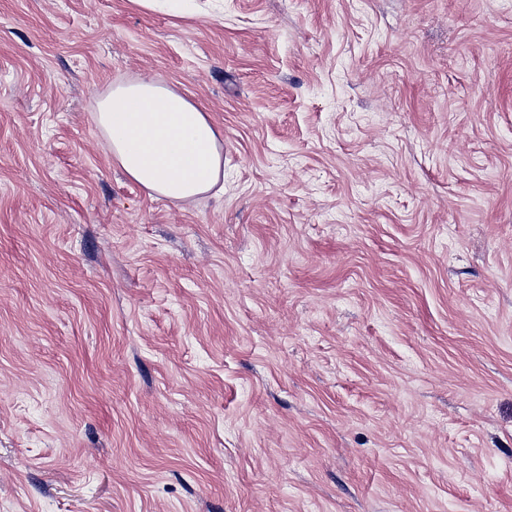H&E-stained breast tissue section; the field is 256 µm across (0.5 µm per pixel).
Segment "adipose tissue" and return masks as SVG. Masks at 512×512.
Segmentation results:
<instances>
[{
  "mask_svg": "<svg viewBox=\"0 0 512 512\" xmlns=\"http://www.w3.org/2000/svg\"><path fill=\"white\" fill-rule=\"evenodd\" d=\"M94 121L112 162L150 196L184 204L224 190V136L181 91L144 76L100 99Z\"/></svg>",
  "mask_w": 512,
  "mask_h": 512,
  "instance_id": "adipose-tissue-1",
  "label": "adipose tissue"
}]
</instances>
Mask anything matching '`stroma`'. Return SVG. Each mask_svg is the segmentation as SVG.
<instances>
[{
	"label": "stroma",
	"mask_w": 512,
	"mask_h": 512,
	"mask_svg": "<svg viewBox=\"0 0 512 512\" xmlns=\"http://www.w3.org/2000/svg\"><path fill=\"white\" fill-rule=\"evenodd\" d=\"M0 0V512H512V0ZM224 192L115 167L144 75ZM193 0H130L131 3L146 10L166 7L167 12L179 17H193L195 13L189 8ZM112 163L151 197L184 204L224 192V136L181 91L147 75L98 102Z\"/></svg>",
	"instance_id": "1"
}]
</instances>
